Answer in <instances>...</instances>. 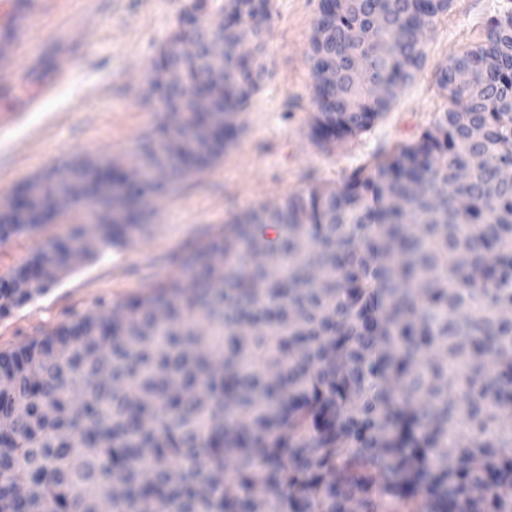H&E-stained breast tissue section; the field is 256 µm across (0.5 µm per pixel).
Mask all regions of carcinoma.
<instances>
[{
    "label": "carcinoma",
    "instance_id": "1",
    "mask_svg": "<svg viewBox=\"0 0 512 512\" xmlns=\"http://www.w3.org/2000/svg\"><path fill=\"white\" fill-rule=\"evenodd\" d=\"M453 2L338 0L319 11L312 80L330 61L348 69L353 39L370 71L368 85L348 78L356 111L315 105L320 143L357 136L390 108ZM269 5L209 0L224 14L214 93L230 119L214 127L182 113L208 130L205 149L174 148L161 182L126 183L115 163L113 188L145 201L224 153L273 75ZM242 27L253 37L245 59ZM463 66L474 73L466 87L454 80ZM375 81L390 95L377 97ZM435 85L451 107L375 175L252 208L197 251L200 272L185 266L109 314L0 353L26 357L0 390V512H512V183L497 176L512 164V11L439 64ZM189 89L151 84L166 105ZM168 135L165 125L147 135L140 162L154 165ZM475 156L486 165L471 169ZM391 196L405 208L389 209ZM265 224L285 231L276 253ZM140 227L137 215L114 224L99 244ZM60 270L0 295V310ZM228 464L225 483L216 475Z\"/></svg>",
    "mask_w": 512,
    "mask_h": 512
}]
</instances>
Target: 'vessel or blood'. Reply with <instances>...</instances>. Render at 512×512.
<instances>
[{
    "label": "vessel or blood",
    "instance_id": "1",
    "mask_svg": "<svg viewBox=\"0 0 512 512\" xmlns=\"http://www.w3.org/2000/svg\"><path fill=\"white\" fill-rule=\"evenodd\" d=\"M70 0H0V97H11L30 58L27 48L32 41L35 23L45 17L66 15ZM56 74L44 73L38 77L34 94L21 102L11 113L17 122L23 113L40 111L45 98L57 89Z\"/></svg>",
    "mask_w": 512,
    "mask_h": 512
}]
</instances>
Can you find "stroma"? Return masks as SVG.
I'll use <instances>...</instances> for the list:
<instances>
[{
    "mask_svg": "<svg viewBox=\"0 0 512 512\" xmlns=\"http://www.w3.org/2000/svg\"><path fill=\"white\" fill-rule=\"evenodd\" d=\"M100 2L88 37L80 35L83 0H72L67 16L36 25L34 74L20 82L5 108L34 92L35 73L52 70L60 79L40 111L0 135V199L76 157L132 161L163 119L148 81L189 0ZM319 3L270 0L267 49L273 77L242 113L224 155L176 183L163 199L142 204L144 232L67 266L30 300L0 314V352L19 349L86 315L109 312L162 285L197 247L249 208L280 202L317 184H342L359 170L372 173L449 107L435 85V70L484 38L485 19L498 0H454L425 37L426 62L415 82L368 131L333 148L316 143L310 126L315 103L307 53ZM85 212L77 206L35 230L0 240V281L52 239L83 223Z\"/></svg>",
    "mask_w": 512,
    "mask_h": 512,
    "instance_id": "35a3bbf8",
    "label": "stroma"
}]
</instances>
